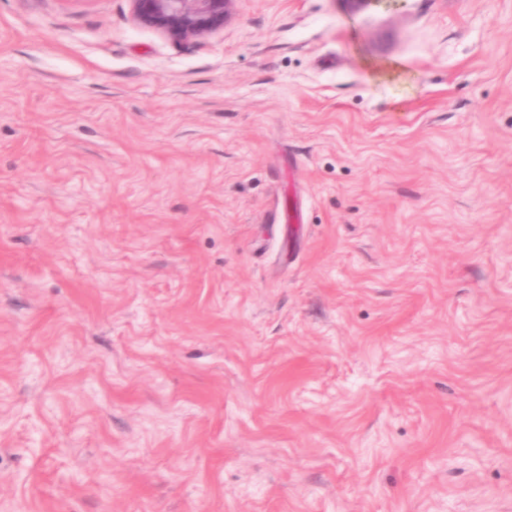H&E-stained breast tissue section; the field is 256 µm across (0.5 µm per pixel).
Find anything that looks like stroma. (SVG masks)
Listing matches in <instances>:
<instances>
[{"instance_id": "stroma-1", "label": "stroma", "mask_w": 512, "mask_h": 512, "mask_svg": "<svg viewBox=\"0 0 512 512\" xmlns=\"http://www.w3.org/2000/svg\"><path fill=\"white\" fill-rule=\"evenodd\" d=\"M0 512H512V0H0ZM135 20L176 43H188L224 28L235 0H131Z\"/></svg>"}]
</instances>
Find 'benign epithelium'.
Returning a JSON list of instances; mask_svg holds the SVG:
<instances>
[{
    "label": "benign epithelium",
    "instance_id": "7a95c632",
    "mask_svg": "<svg viewBox=\"0 0 512 512\" xmlns=\"http://www.w3.org/2000/svg\"><path fill=\"white\" fill-rule=\"evenodd\" d=\"M135 20L176 43L216 32L232 18L235 0H131Z\"/></svg>",
    "mask_w": 512,
    "mask_h": 512
}]
</instances>
